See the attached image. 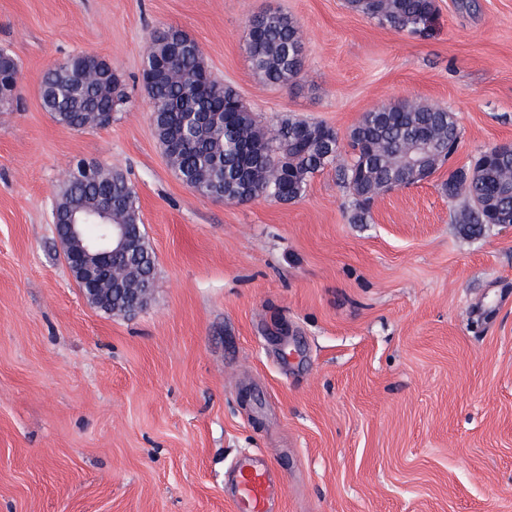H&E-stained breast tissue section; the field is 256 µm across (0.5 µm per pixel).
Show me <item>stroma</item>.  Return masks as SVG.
I'll return each instance as SVG.
<instances>
[{"label":"stroma","mask_w":512,"mask_h":512,"mask_svg":"<svg viewBox=\"0 0 512 512\" xmlns=\"http://www.w3.org/2000/svg\"><path fill=\"white\" fill-rule=\"evenodd\" d=\"M436 0L428 36L346 0H0L21 65L0 112V512H230L243 457L278 479L271 512H512V226L468 235L442 170L371 204L336 178L379 105L455 112L449 168L512 141V0ZM299 25L304 67L268 85L250 18ZM185 31L265 127L338 134L302 198L206 200L154 135L139 76L156 31ZM101 55L127 102L106 128L57 124L43 72ZM80 159L119 169L156 256L133 313L75 284L52 211Z\"/></svg>","instance_id":"1"}]
</instances>
